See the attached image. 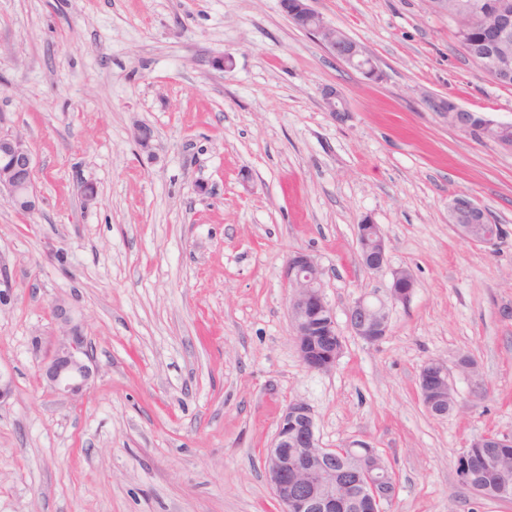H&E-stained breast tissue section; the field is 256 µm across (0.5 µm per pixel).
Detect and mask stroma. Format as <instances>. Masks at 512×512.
I'll return each mask as SVG.
<instances>
[{"label":"stroma","mask_w":512,"mask_h":512,"mask_svg":"<svg viewBox=\"0 0 512 512\" xmlns=\"http://www.w3.org/2000/svg\"><path fill=\"white\" fill-rule=\"evenodd\" d=\"M364 44L368 80L284 15L280 0H0V114L34 155L35 211L0 195V255L16 301L0 311V512H280L264 450L302 400L323 446L368 441L392 467L387 512H512L455 463L476 435L512 433V151L448 125L435 97L512 122V87L469 60L428 0H313ZM232 55L222 71L215 59ZM348 111H326L323 87ZM156 135L152 152L136 126ZM98 198L84 207L81 182ZM467 195L507 231H455ZM381 225L386 270L357 261ZM67 255L59 266L54 251ZM311 253L344 331L312 372L291 338L288 255ZM404 267L417 282L372 345L347 334L360 294ZM72 305L95 355L87 393L38 376L37 343ZM458 409L430 415V360ZM452 370L446 365L435 361H429L423 365L419 375V390L423 401L427 402L435 415L447 416L448 412L457 409L458 404L453 402L451 409L448 406L434 407V402L428 401L429 396L441 395L445 391L451 390L455 397L452 385ZM453 410V411H454Z\"/></svg>","instance_id":"1"}]
</instances>
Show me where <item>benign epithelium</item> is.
I'll list each match as a JSON object with an SVG mask.
<instances>
[{"mask_svg":"<svg viewBox=\"0 0 512 512\" xmlns=\"http://www.w3.org/2000/svg\"><path fill=\"white\" fill-rule=\"evenodd\" d=\"M312 0H280L282 12L293 25L318 38L338 60L355 65L366 77L379 79L365 46L329 23L310 5ZM434 12L454 23L463 49L480 51L481 70L495 83L512 86V0H456L448 11V0H429ZM328 112L342 118L345 101L334 87L322 89ZM431 106L448 124L479 138L512 150L504 138L508 127L480 112L460 107L452 98H438ZM34 156L28 139L19 132L0 134V194L16 208L36 209L37 194L32 172ZM450 223L456 231L473 242L496 246L503 241L502 227L492 222L488 213L468 196H456L448 204ZM359 263L372 272L387 264L385 238L379 225L368 220L358 225ZM322 269L310 254L297 251L290 255L283 270L288 288V312L292 339L301 363L310 371L333 369L343 350V337L336 314L323 292ZM416 288L413 274L405 268L392 271V281L385 292L362 295L347 310V325L352 335L369 344L379 342L390 330L391 310L406 304ZM15 301L9 265H0V309ZM61 325L59 337L45 351L39 364V377L53 392L75 398L86 394L95 374L93 351L84 336L73 309L65 303L53 306ZM452 370L429 361L419 375V390L434 414L448 415V407H436L429 397L453 389ZM512 446V434L484 433L473 437L472 448ZM347 448H367L361 458L357 485L336 482V453ZM264 473L282 512H336L356 498H365L368 512H385L383 504L395 493L391 472L379 453L365 440L352 439L340 448H325L316 434L311 407L299 400L289 402L281 411L274 437L263 457ZM478 495L495 499L512 498V478L501 477L489 493L476 488Z\"/></svg>","mask_w":512,"mask_h":512,"instance_id":"obj_1","label":"benign epithelium"}]
</instances>
